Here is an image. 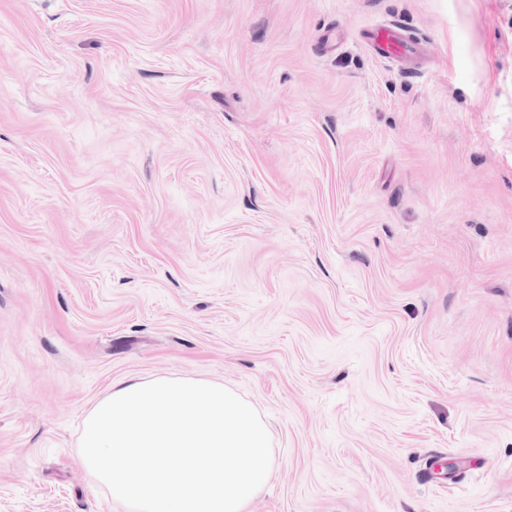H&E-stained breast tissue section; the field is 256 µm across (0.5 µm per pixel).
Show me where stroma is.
Here are the masks:
<instances>
[{
    "label": "stroma",
    "mask_w": 512,
    "mask_h": 512,
    "mask_svg": "<svg viewBox=\"0 0 512 512\" xmlns=\"http://www.w3.org/2000/svg\"><path fill=\"white\" fill-rule=\"evenodd\" d=\"M127 377L258 408L250 512H512V0H0V512H127ZM363 38L374 55L394 62L405 63L421 53L420 45L395 24L370 29Z\"/></svg>",
    "instance_id": "1"
}]
</instances>
